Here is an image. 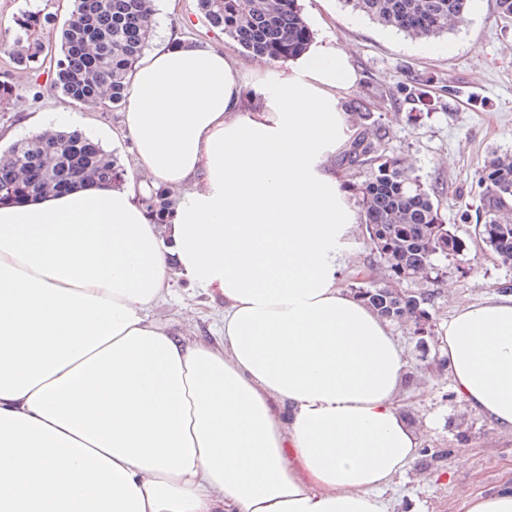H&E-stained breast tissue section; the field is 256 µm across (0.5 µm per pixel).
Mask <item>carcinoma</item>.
<instances>
[{"mask_svg":"<svg viewBox=\"0 0 512 512\" xmlns=\"http://www.w3.org/2000/svg\"><path fill=\"white\" fill-rule=\"evenodd\" d=\"M355 11L408 37L443 35L464 23L470 0H344ZM207 22L253 57L287 61L313 39L298 0H197ZM155 0H74L61 29L58 54L40 43L17 42L20 66L47 61L53 94L80 104L125 103L128 76L149 47ZM357 133L339 165L368 176L355 185L366 237L385 271L380 285H360L355 294L387 321L409 325L413 335L430 332L427 306L434 295L400 294L396 288L438 273L437 257H455L463 243L451 231L439 201L421 187L411 167L386 154L385 133L370 112L355 113ZM122 185L125 169L116 156L78 130L51 131L14 142L0 152V202L61 192L80 181ZM484 189V223L474 233L498 256L512 257V156L496 154L478 171ZM156 224L166 223L171 201L158 189L142 199Z\"/></svg>","mask_w":512,"mask_h":512,"instance_id":"obj_1","label":"carcinoma"}]
</instances>
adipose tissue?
<instances>
[{"mask_svg": "<svg viewBox=\"0 0 512 512\" xmlns=\"http://www.w3.org/2000/svg\"><path fill=\"white\" fill-rule=\"evenodd\" d=\"M356 79L327 42L247 79L158 32L129 77L130 187L0 205V512H394L408 362L340 285L359 214L328 165ZM178 276L223 302V345L151 318ZM439 357L512 435V292L460 301ZM146 213L155 224H165L171 210V201L163 189L154 191L150 196L142 198Z\"/></svg>", "mask_w": 512, "mask_h": 512, "instance_id": "1", "label": "adipose tissue"}]
</instances>
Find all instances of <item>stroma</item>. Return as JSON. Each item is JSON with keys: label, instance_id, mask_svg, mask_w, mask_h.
I'll return each mask as SVG.
<instances>
[{"label": "stroma", "instance_id": "1", "mask_svg": "<svg viewBox=\"0 0 512 512\" xmlns=\"http://www.w3.org/2000/svg\"><path fill=\"white\" fill-rule=\"evenodd\" d=\"M73 0H0V86L11 97L0 104V150L24 135L37 112L77 116V130L99 133V142L133 171L132 145L121 133L122 109L71 103L50 91L49 66L17 67L12 46L32 36L46 46L60 44V30ZM314 38L344 49L357 72L343 106L360 103L387 131L390 154L403 158L423 187L435 194L452 231L465 243L460 256L442 262L440 282H406L402 291L434 294L431 331L439 333L460 299L481 303L502 284H512V264L499 260L473 235L467 204L478 192L476 173L491 153H512V18L499 15L497 0H471L467 20L453 31L412 39L353 11L343 0H300ZM52 14L54 24L25 33L29 16ZM157 22L227 53L241 72L262 68L261 60L225 42L197 9L196 0H176L173 11L158 8ZM429 88L423 108L416 94ZM341 286L380 280L381 266L362 230L346 247ZM153 319L188 342L224 340L222 303L175 279ZM410 365L399 394L410 423L419 431L426 461L416 462L397 482L403 512H459L462 494L512 481V435L496 431L457 395L448 368L427 369L418 359L417 339L408 326L393 327Z\"/></svg>", "mask_w": 512, "mask_h": 512}]
</instances>
